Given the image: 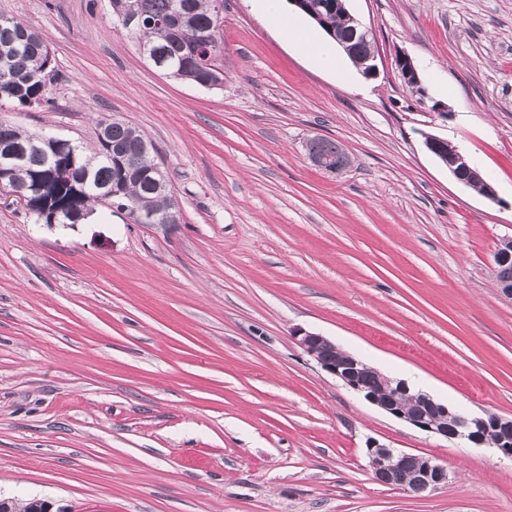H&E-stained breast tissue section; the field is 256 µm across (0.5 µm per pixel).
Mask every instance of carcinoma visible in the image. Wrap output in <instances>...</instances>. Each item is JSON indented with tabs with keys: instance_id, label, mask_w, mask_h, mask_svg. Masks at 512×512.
I'll list each match as a JSON object with an SVG mask.
<instances>
[{
	"instance_id": "obj_1",
	"label": "carcinoma",
	"mask_w": 512,
	"mask_h": 512,
	"mask_svg": "<svg viewBox=\"0 0 512 512\" xmlns=\"http://www.w3.org/2000/svg\"><path fill=\"white\" fill-rule=\"evenodd\" d=\"M112 15L120 21L135 11L142 17L135 31L138 45L146 47L150 63H161L167 75L191 83L224 82V69L207 66L196 53L217 15L218 0H110ZM344 12L324 11L318 27L327 35L346 39L355 59L373 54L372 38L353 31ZM43 37L27 25L0 15V99L21 107L50 103L49 86L56 76L54 61ZM106 125L88 149L80 143H44L13 124L0 121V162L6 165L4 182L27 197L35 222L58 223L93 214L112 193L117 204L130 201L153 214L158 224H177L179 210L171 185L156 169L155 146L139 129L119 120H98ZM307 153L327 157L340 166L349 158L333 140L313 137Z\"/></svg>"
}]
</instances>
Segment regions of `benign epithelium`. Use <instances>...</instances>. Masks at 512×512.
I'll list each match as a JSON object with an SVG mask.
<instances>
[{
  "instance_id": "benign-epithelium-1",
  "label": "benign epithelium",
  "mask_w": 512,
  "mask_h": 512,
  "mask_svg": "<svg viewBox=\"0 0 512 512\" xmlns=\"http://www.w3.org/2000/svg\"><path fill=\"white\" fill-rule=\"evenodd\" d=\"M398 65L403 71L405 84L420 100L427 99L428 93L412 59L401 55ZM450 172L457 182L468 186L475 170L467 156L459 153L455 167ZM494 263L497 266L512 264V236H505L499 241ZM295 338L325 371L389 416L416 429L446 440H460L473 445L486 443L484 431L490 429L492 424L512 429L511 418L496 415L491 424L485 416L466 415L426 394L412 393L405 383L393 380L360 358L339 349L325 336L298 329ZM366 458L373 479L383 485L403 486L421 493L436 490L448 483L447 468L434 458L396 452L375 439L367 441Z\"/></svg>"
}]
</instances>
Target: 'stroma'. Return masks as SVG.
I'll use <instances>...</instances> for the list:
<instances>
[{
    "instance_id": "obj_1",
    "label": "stroma",
    "mask_w": 512,
    "mask_h": 512,
    "mask_svg": "<svg viewBox=\"0 0 512 512\" xmlns=\"http://www.w3.org/2000/svg\"><path fill=\"white\" fill-rule=\"evenodd\" d=\"M378 74L316 68L256 0H224V86L156 70L109 0H0L55 59L52 106L0 120L156 147L180 221L100 206L34 223L0 189V495L55 512H512V459L378 410L295 341L326 336L396 380L512 418V0H347ZM407 54L442 112L396 66ZM338 142L341 175L306 143ZM492 181L490 201L424 145ZM433 456L448 483L376 482L365 446ZM306 150L310 156L327 157L330 158L335 163V165H340L336 166V168L326 167L320 160L312 158L311 161L313 162V164L319 169L323 170L326 174H340L346 170V168L343 166L349 165V158L347 154L335 141L331 139L323 137L310 138L306 143ZM448 142L439 137H428L425 141V146L427 150L433 154L435 157H439L443 154L444 150V158L446 161H448V166L451 165L454 162V159L456 157V152L449 147L447 148ZM455 165H457V168H450L451 175L454 177V179L459 182L460 184L469 186L470 185V176L475 172L473 168L471 167V164L467 158L466 155L461 154L457 152L456 162Z\"/></svg>"
}]
</instances>
